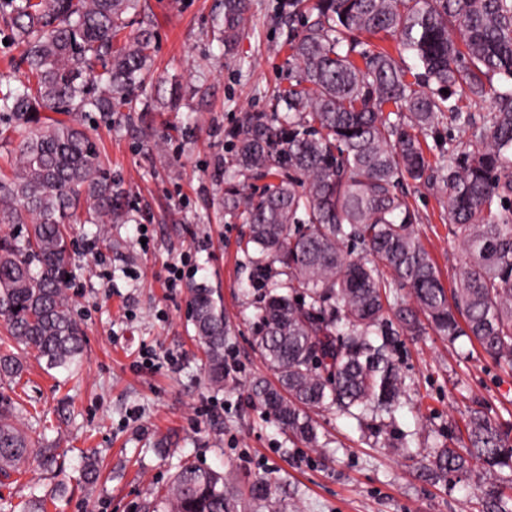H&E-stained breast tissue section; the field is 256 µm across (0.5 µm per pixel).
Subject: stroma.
<instances>
[{"label": "stroma", "instance_id": "1", "mask_svg": "<svg viewBox=\"0 0 512 512\" xmlns=\"http://www.w3.org/2000/svg\"><path fill=\"white\" fill-rule=\"evenodd\" d=\"M252 2L248 34L228 58L210 34L220 0H144L154 35L151 84L200 82L206 96L177 112H116L108 126L93 113L78 117L95 129L101 160L129 188L133 211L128 223L101 231L69 227L68 294L86 342L80 376L46 370L0 329V351L24 365L5 391L24 406L25 426L62 454L68 490L47 512H146L185 460L223 469L240 512H255L249 489L260 477L275 482L286 512H491L489 491L511 488L512 471L474 460L468 472L445 479L423 474L437 448L466 444L471 410L512 426V369L467 337L451 342L429 328L405 336L389 321L405 377L397 410L360 420L313 410L317 449L289 438L248 398L246 382L275 376L255 342L258 283L240 247L247 226L221 206L224 165L245 115L269 111V92L297 74L280 49L288 31L280 0ZM402 188L422 217L417 236L453 288L460 252L443 194L409 180ZM184 254L194 283L221 296L232 328L226 359L238 386L210 387L188 290L166 286L170 265ZM142 349L151 354L146 367L137 363ZM89 451L100 458L91 487L78 481ZM55 483L30 465L17 482L0 483V506L44 495Z\"/></svg>", "mask_w": 512, "mask_h": 512}]
</instances>
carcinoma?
Returning <instances> with one entry per match:
<instances>
[{
    "label": "carcinoma",
    "instance_id": "carcinoma-1",
    "mask_svg": "<svg viewBox=\"0 0 512 512\" xmlns=\"http://www.w3.org/2000/svg\"><path fill=\"white\" fill-rule=\"evenodd\" d=\"M141 0H0V22L21 47L13 84L0 80V125L13 157L0 169V320L47 369L79 372L83 331L67 295L70 224H124L127 191L102 166L93 133L50 112H172L178 92L141 97L152 64V31ZM286 45L299 75L235 133L224 180V215L249 224L244 251L261 276H283L259 296L256 344L278 385L247 384L251 400L309 448H320L314 407L350 415L392 414L405 378L393 358L394 317L410 335L422 321L466 336L512 368V0H284ZM251 0H224L214 30L236 53ZM396 39L398 57L360 36ZM494 105L484 106L489 94ZM285 105L286 113L279 114ZM448 122L455 134L429 146ZM271 176L260 193L241 179ZM425 181L447 200L462 261L447 291L419 242V212L400 182ZM352 245L358 252L345 250ZM192 322L211 385L230 375L231 327L212 288H188ZM302 301H296V298ZM22 371L0 355V378ZM0 393V480L35 459L58 468L57 449L17 423ZM469 447L437 450L441 475L475 458L512 470V428L476 411ZM260 512H282L272 481L251 488ZM224 472L178 466L151 512H237Z\"/></svg>",
    "mask_w": 512,
    "mask_h": 512
}]
</instances>
